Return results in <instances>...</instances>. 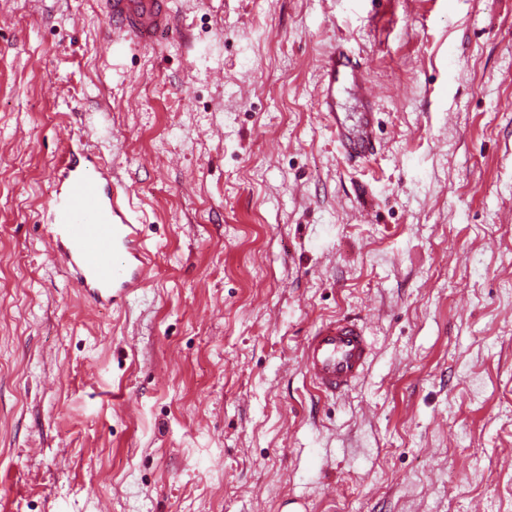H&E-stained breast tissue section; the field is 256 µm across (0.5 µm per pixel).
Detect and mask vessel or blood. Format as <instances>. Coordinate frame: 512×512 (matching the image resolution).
Segmentation results:
<instances>
[{"mask_svg":"<svg viewBox=\"0 0 512 512\" xmlns=\"http://www.w3.org/2000/svg\"><path fill=\"white\" fill-rule=\"evenodd\" d=\"M110 22L108 43L154 45L169 31L172 18L164 0H102ZM354 89L364 103L357 129H349L339 94ZM376 99L360 60L344 44L322 60L317 109L336 137L341 153L353 163L370 160L379 148ZM46 201L48 245L91 306L116 304L143 288L151 257L143 224L115 168L83 149L69 150L56 166ZM372 343L363 324L339 317L318 327L302 346L301 362L316 390L335 397L365 374Z\"/></svg>","mask_w":512,"mask_h":512,"instance_id":"1","label":"vessel or blood"}]
</instances>
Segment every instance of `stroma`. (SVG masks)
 I'll use <instances>...</instances> for the list:
<instances>
[{
  "instance_id": "1",
  "label": "stroma",
  "mask_w": 512,
  "mask_h": 512,
  "mask_svg": "<svg viewBox=\"0 0 512 512\" xmlns=\"http://www.w3.org/2000/svg\"><path fill=\"white\" fill-rule=\"evenodd\" d=\"M0 0V512H512V0ZM377 97L347 163L315 108L337 42ZM80 142L154 266L108 309L40 211ZM374 355L320 397L304 340ZM101 10L110 22V48L137 43L152 46L172 27V18L163 0H103ZM372 359V343L355 318L337 317L307 336L301 362L316 390L336 397L365 374Z\"/></svg>"
}]
</instances>
